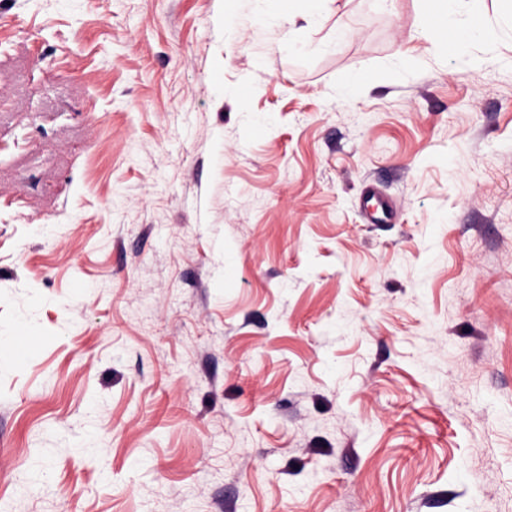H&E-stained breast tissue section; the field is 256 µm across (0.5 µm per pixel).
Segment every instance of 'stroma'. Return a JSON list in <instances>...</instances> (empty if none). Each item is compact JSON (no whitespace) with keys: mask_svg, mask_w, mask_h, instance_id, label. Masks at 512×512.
Here are the masks:
<instances>
[{"mask_svg":"<svg viewBox=\"0 0 512 512\" xmlns=\"http://www.w3.org/2000/svg\"><path fill=\"white\" fill-rule=\"evenodd\" d=\"M485 4L0 0V512H512ZM275 8L280 13H288V17L295 13L296 7L303 4L309 17H316L321 12L326 0H273ZM456 0H423L425 14L428 18H439V24L434 28V34L443 43H450L459 53L462 51L466 38L487 37L492 30L485 24L474 26L462 31L457 25L452 12L451 3Z\"/></svg>","mask_w":512,"mask_h":512,"instance_id":"35a3bbf8","label":"stroma"}]
</instances>
